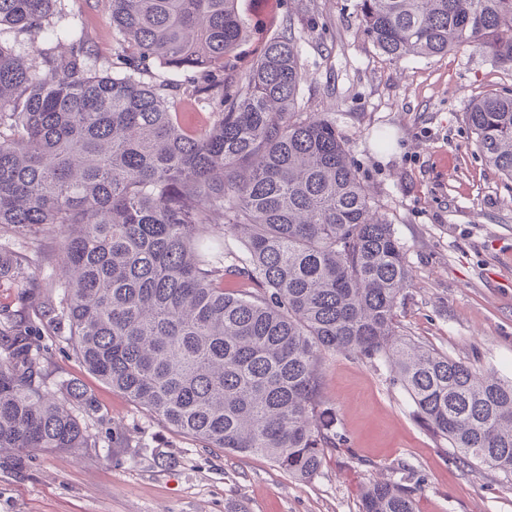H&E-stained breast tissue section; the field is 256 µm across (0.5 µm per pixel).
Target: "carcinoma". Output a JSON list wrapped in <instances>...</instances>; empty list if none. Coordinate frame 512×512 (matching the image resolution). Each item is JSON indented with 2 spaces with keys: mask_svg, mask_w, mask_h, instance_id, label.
I'll return each mask as SVG.
<instances>
[{
  "mask_svg": "<svg viewBox=\"0 0 512 512\" xmlns=\"http://www.w3.org/2000/svg\"><path fill=\"white\" fill-rule=\"evenodd\" d=\"M242 0H111L115 61L96 68L86 34L49 21L57 0H0V230L54 240L61 280L38 281L0 247V281L36 312L0 318V449L82 452L88 423L43 389L40 325L69 327L75 354L113 390L207 448L264 455L307 480L337 448L322 420L328 353L386 360L414 413L457 458L512 475V380L398 333L411 274L336 122L297 111V37L239 61ZM364 35L391 61L470 47L512 66V0H358ZM66 40L55 62L48 45ZM192 72L188 108L176 83ZM466 122L485 161L512 180V94L488 91ZM233 236L244 253L210 240ZM67 399L97 406L70 381ZM362 512H415L411 491L375 482Z\"/></svg>",
  "mask_w": 512,
  "mask_h": 512,
  "instance_id": "obj_1",
  "label": "carcinoma"
}]
</instances>
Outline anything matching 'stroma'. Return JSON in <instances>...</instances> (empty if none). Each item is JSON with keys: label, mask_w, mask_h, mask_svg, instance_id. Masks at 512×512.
<instances>
[{"label": "stroma", "mask_w": 512, "mask_h": 512, "mask_svg": "<svg viewBox=\"0 0 512 512\" xmlns=\"http://www.w3.org/2000/svg\"><path fill=\"white\" fill-rule=\"evenodd\" d=\"M357 0H248L250 63L295 31L305 73L298 108L336 122L375 209L412 274L400 334L452 359L512 377V181L473 145L469 102L512 90V68L469 48L393 62L363 34ZM56 20L83 29L99 66L119 37L111 0H59ZM48 392L81 381L99 411L85 453L0 452V512H361V490L397 481L416 512H512V476L456 459L416 420L388 364L339 354L322 364L341 445L308 480L263 455L203 447L88 373L68 328L41 330ZM124 432L129 447L112 444Z\"/></svg>", "instance_id": "stroma-1"}]
</instances>
